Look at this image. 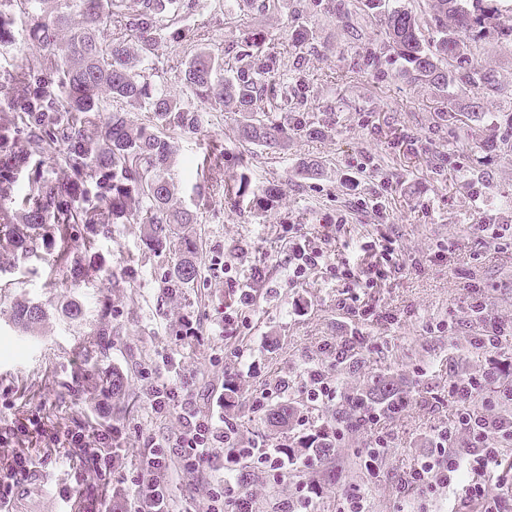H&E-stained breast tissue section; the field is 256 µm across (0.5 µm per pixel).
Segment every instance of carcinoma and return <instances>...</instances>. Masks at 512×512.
Listing matches in <instances>:
<instances>
[{
	"instance_id": "carcinoma-1",
	"label": "carcinoma",
	"mask_w": 512,
	"mask_h": 512,
	"mask_svg": "<svg viewBox=\"0 0 512 512\" xmlns=\"http://www.w3.org/2000/svg\"><path fill=\"white\" fill-rule=\"evenodd\" d=\"M383 16L388 50L417 79L434 87L453 82L465 91L494 92L496 83L465 49L464 39L480 36L495 8L487 0H434L436 38L422 35L421 19L389 7L388 0H359ZM210 0H0V47L24 44L43 50L37 64L15 63L0 80V254L13 268L44 261L50 273L78 283L99 245L116 224L141 226L142 242L153 253L171 244L173 231L197 223L170 176L178 137L196 134L207 112H236L238 140L275 147L285 129L273 119L265 76L269 55L257 44L224 75V59L201 50L185 62L182 90L170 94L153 81V58L164 41L194 38L188 27L171 29L165 18L208 9ZM224 143L214 140L204 157L196 195H222L235 206L246 194L260 209L276 203L269 188L250 189L246 175L224 179ZM81 231V247L73 246ZM180 259L168 285L181 288L198 276L193 240L180 237ZM105 281L131 285L124 267L102 265ZM56 311L70 323L85 320L82 304L63 296ZM50 320L45 306L15 298L8 321L25 333L42 332ZM112 335L107 322L87 333L85 382L117 394L122 376L107 363L98 337ZM399 393L396 378L378 375L354 398L381 405ZM295 409H269L270 426L286 425Z\"/></svg>"
}]
</instances>
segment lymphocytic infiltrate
Masks as SVG:
<instances>
[{"instance_id":"f902f5d3","label":"lymphocytic infiltrate","mask_w":512,"mask_h":512,"mask_svg":"<svg viewBox=\"0 0 512 512\" xmlns=\"http://www.w3.org/2000/svg\"><path fill=\"white\" fill-rule=\"evenodd\" d=\"M362 248L370 252L372 263L360 268L341 267L336 271L352 290L348 311L355 316L369 314L370 308L361 303L360 294L387 279L400 252L396 239L383 233L364 241ZM502 373L501 366L491 364L481 374H463L450 381L448 394L457 405L456 416L448 427L437 431L429 447L417 457L408 472V487L421 493L447 488L456 482L464 467L486 468L495 464L498 441H512V413L504 411L495 415L486 409L471 408L470 403L475 396L487 392L492 396L493 405L512 406V384L503 382ZM408 405V398L399 396L371 411L358 409V427L375 434L364 462L368 470H376L380 451L387 445L386 437L377 432L378 426L385 419L401 415ZM182 417L184 423L176 438L168 442L166 448L150 450L145 468L134 481L133 491L114 488L115 503L133 501V512H174L170 494L171 461H178L184 472L193 474L212 461L216 448H225L226 459L234 460L236 453L227 447L222 416L202 417L186 405L182 407ZM459 431L467 435V445L460 450L453 446V438ZM115 439V433L106 426L91 435L81 431L68 433L63 443L74 448L76 464L98 476L109 464L101 447Z\"/></svg>"}]
</instances>
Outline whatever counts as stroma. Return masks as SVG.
Listing matches in <instances>:
<instances>
[{"mask_svg": "<svg viewBox=\"0 0 512 512\" xmlns=\"http://www.w3.org/2000/svg\"><path fill=\"white\" fill-rule=\"evenodd\" d=\"M340 0H232L187 20L207 47L236 63L249 43L276 56L270 88L295 89L288 111V138L274 148L238 142L236 117L217 112L197 134L181 138L171 174L197 212L193 240L200 274L188 287L170 292L166 280L178 250L153 254L136 224H117L101 248L106 262L135 264L133 288H109L98 273L72 287L65 276L49 279L45 264L18 271L16 287L0 290V308L15 295L38 299L52 315L42 335L26 336L0 318V471L21 455L45 478L31 494L16 499L14 512H73L67 494L83 492L99 512H114L108 486L131 487L142 469L150 441L173 437L178 411L157 414L146 402L143 368L158 380L180 377L196 412L222 409L224 420L253 454L236 473L254 502V512H282L303 487L316 486L315 512H339L346 488L358 487L366 512H480L465 486L421 494L406 486L414 458L430 437L451 424L455 406L448 381L480 373L490 361L503 363L512 382V340L479 343L481 323L467 310L472 287H479L492 317L512 320V243L480 232L483 224H512V151L498 145L504 129L493 115L512 110V45L495 29L504 15L487 20L473 50L484 70L499 81L492 95L437 88L405 75L389 55L383 27L366 11L338 12ZM310 40L296 46V32ZM376 65L365 66L369 54ZM457 120L444 122L446 110ZM328 135H319V128ZM223 141L225 178L247 176L252 187L273 186L275 206L259 210L251 202L226 205L219 196L199 197L191 189L212 140ZM315 163L320 173L302 174ZM342 223L338 240L323 227ZM384 233L398 240L402 257L388 279L364 296L372 314L355 318L345 306L349 290L336 266H363L361 245ZM306 238L322 250L318 265L299 279L288 276L292 239ZM263 267L267 285L252 306H239L234 284L249 281ZM79 299L88 326L98 324L104 304L114 307L109 361L124 377V389L100 419L99 392H88L79 375L85 367L71 326L53 309L60 296ZM233 324H225V315ZM196 334L182 338L183 316ZM358 331L355 367L340 363L337 350ZM318 368L340 392L379 374L403 384L410 403L385 420L388 440L379 457V478L364 468L373 436L344 427L330 456L308 460L303 444L335 425L333 401H310L308 368ZM273 400H266V393ZM284 402L297 409L288 425L262 420L265 410ZM119 428L106 479L86 477L73 465L70 449L58 439L68 431L100 424ZM291 451L293 465L272 469L265 454ZM217 486L211 467L182 474L171 493L177 512H207Z\"/></svg>", "mask_w": 512, "mask_h": 512, "instance_id": "stroma-1", "label": "stroma"}]
</instances>
